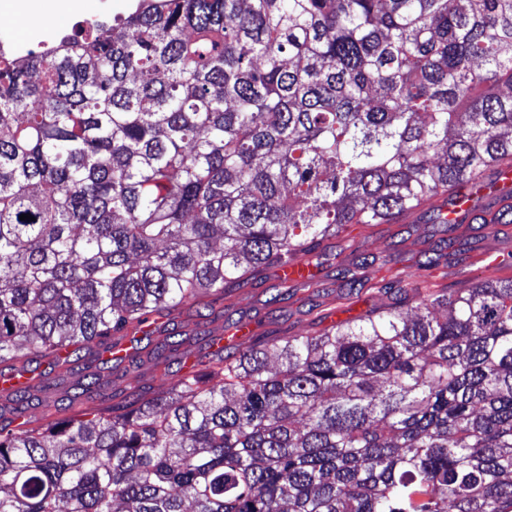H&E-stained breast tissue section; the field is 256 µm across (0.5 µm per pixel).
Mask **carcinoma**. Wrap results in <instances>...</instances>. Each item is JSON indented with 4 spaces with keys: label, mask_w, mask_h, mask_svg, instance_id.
<instances>
[{
    "label": "carcinoma",
    "mask_w": 512,
    "mask_h": 512,
    "mask_svg": "<svg viewBox=\"0 0 512 512\" xmlns=\"http://www.w3.org/2000/svg\"><path fill=\"white\" fill-rule=\"evenodd\" d=\"M492 168L512 0H137L0 53V376L134 361L151 316L319 266L351 224L454 227ZM436 265L165 393L42 400L0 424V512H512V280L423 287Z\"/></svg>",
    "instance_id": "cac0c4a2"
}]
</instances>
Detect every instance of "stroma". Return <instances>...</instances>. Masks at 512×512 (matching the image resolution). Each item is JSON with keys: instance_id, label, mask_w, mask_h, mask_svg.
Returning <instances> with one entry per match:
<instances>
[{"instance_id": "obj_1", "label": "stroma", "mask_w": 512, "mask_h": 512, "mask_svg": "<svg viewBox=\"0 0 512 512\" xmlns=\"http://www.w3.org/2000/svg\"><path fill=\"white\" fill-rule=\"evenodd\" d=\"M132 0H22V8H8L0 14V24L18 29L27 21L28 37L44 38L50 24H60L63 32H71L83 19L109 12L124 13ZM506 203L492 193H484L478 210L470 212L463 224L452 232L442 226L419 220H397L389 224L367 227L349 225L333 239L335 262L320 267V293L295 286L282 289L276 271L236 292L225 309L183 306L164 317L168 331L182 334L183 342L173 353H162L159 360L123 363L110 373H102L101 389L90 405L111 406L113 397L130 393L153 396L176 384L179 356L206 360L212 338L223 335L231 323L250 329L249 337L237 342L244 350L260 338L284 337L314 333L332 322L355 317L374 307L393 304V295L382 292V284L397 279L413 278L425 250H434L439 264L433 271L432 283L451 290L479 280L512 279V224H488L486 211L504 209ZM357 271L358 285L348 286L337 278V266Z\"/></svg>"}]
</instances>
